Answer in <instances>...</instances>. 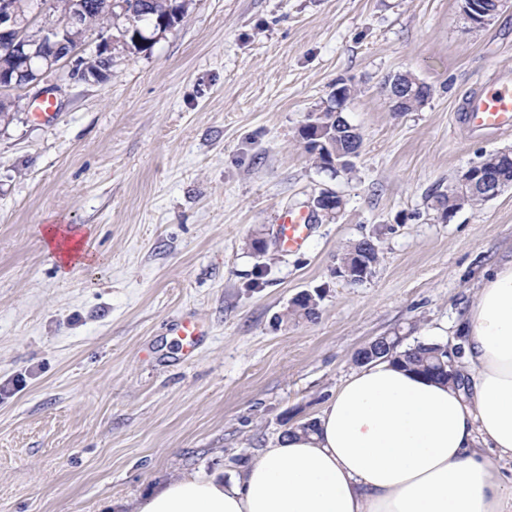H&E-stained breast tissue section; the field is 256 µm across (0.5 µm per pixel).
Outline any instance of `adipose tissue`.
Listing matches in <instances>:
<instances>
[{"instance_id": "ef3b65f1", "label": "adipose tissue", "mask_w": 512, "mask_h": 512, "mask_svg": "<svg viewBox=\"0 0 512 512\" xmlns=\"http://www.w3.org/2000/svg\"><path fill=\"white\" fill-rule=\"evenodd\" d=\"M78 233L46 228L61 266L95 263L75 245ZM457 330L463 387L388 360L361 365L319 414L316 434L280 439L228 482L171 479L136 512H506L512 487L499 463L512 461V258L481 278Z\"/></svg>"}]
</instances>
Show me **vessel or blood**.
<instances>
[{
    "instance_id": "obj_1",
    "label": "vessel or blood",
    "mask_w": 512,
    "mask_h": 512,
    "mask_svg": "<svg viewBox=\"0 0 512 512\" xmlns=\"http://www.w3.org/2000/svg\"><path fill=\"white\" fill-rule=\"evenodd\" d=\"M466 127L474 133L512 130V77L499 78L494 84L470 94L463 107ZM309 220L306 216L285 212L280 217L279 240L290 251L302 248ZM172 332L179 336L185 350H193L202 336L200 326L185 319L172 324Z\"/></svg>"
}]
</instances>
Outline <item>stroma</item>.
<instances>
[{"label": "stroma", "instance_id": "1", "mask_svg": "<svg viewBox=\"0 0 512 512\" xmlns=\"http://www.w3.org/2000/svg\"><path fill=\"white\" fill-rule=\"evenodd\" d=\"M407 72L432 96L393 111ZM512 77V4L471 27L459 0H191L150 52L33 91L0 126V512H133L184 472L231 477L316 419L377 337L457 347L485 269L512 256V188L443 218L437 197L512 132L468 133L467 94ZM362 133L355 170L299 135L338 79ZM336 192V217L313 210ZM308 214L280 247L286 210ZM81 226L95 267L41 236ZM375 236L372 277H338ZM265 240L264 253L250 248ZM315 318L278 322L297 294ZM203 331L185 356L171 325ZM309 228V220L306 216L285 212L280 217L279 240L288 251H296L302 248L306 239V231Z\"/></svg>", "mask_w": 512, "mask_h": 512}]
</instances>
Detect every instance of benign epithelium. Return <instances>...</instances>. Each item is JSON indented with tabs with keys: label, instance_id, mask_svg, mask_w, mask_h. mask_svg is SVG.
<instances>
[{
	"label": "benign epithelium",
	"instance_id": "1",
	"mask_svg": "<svg viewBox=\"0 0 512 512\" xmlns=\"http://www.w3.org/2000/svg\"><path fill=\"white\" fill-rule=\"evenodd\" d=\"M504 4L505 0H495L494 9L489 10L483 0H462L461 8L472 26L481 27L490 22ZM51 7H56V3H51L47 8L43 0H0V44L6 42L10 45L15 63L27 69L33 64L37 65L40 73L27 84V88H35L39 94L43 93L39 85L46 74L58 69L62 61H74L70 76L88 77L83 66L87 32L78 28L84 0H69L64 15L53 22L49 21ZM118 39L119 36L107 31L98 36V43L89 55L112 61ZM385 88L394 109L401 111L411 97L426 92L427 84L409 73H400L388 79ZM342 127L348 130L354 146L347 152L333 154L331 161L336 167L353 163L361 149L359 129L345 123ZM501 189L502 185L483 171L481 164L475 163L462 174L459 185L454 188L457 207L462 209L467 206L473 194L486 193L495 197ZM336 274L350 283L366 278L365 254L354 255L353 261L336 268Z\"/></svg>",
	"mask_w": 512,
	"mask_h": 512
}]
</instances>
